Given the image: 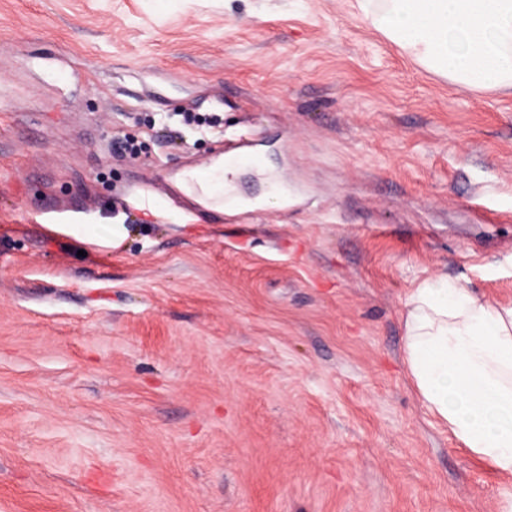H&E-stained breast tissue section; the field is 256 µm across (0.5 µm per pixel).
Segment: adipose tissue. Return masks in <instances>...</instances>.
<instances>
[{
	"label": "adipose tissue",
	"instance_id": "adipose-tissue-1",
	"mask_svg": "<svg viewBox=\"0 0 512 512\" xmlns=\"http://www.w3.org/2000/svg\"><path fill=\"white\" fill-rule=\"evenodd\" d=\"M363 18L432 72L512 94V0H385ZM405 364L423 406L464 448L512 474V305L444 277L420 282L403 314Z\"/></svg>",
	"mask_w": 512,
	"mask_h": 512
}]
</instances>
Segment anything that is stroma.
<instances>
[{
    "mask_svg": "<svg viewBox=\"0 0 512 512\" xmlns=\"http://www.w3.org/2000/svg\"><path fill=\"white\" fill-rule=\"evenodd\" d=\"M360 15L0 0V512H500L512 475L421 405L403 313L437 276L512 304V95ZM164 112L264 126L280 184L124 209L220 159Z\"/></svg>",
    "mask_w": 512,
    "mask_h": 512,
    "instance_id": "stroma-1",
    "label": "stroma"
}]
</instances>
